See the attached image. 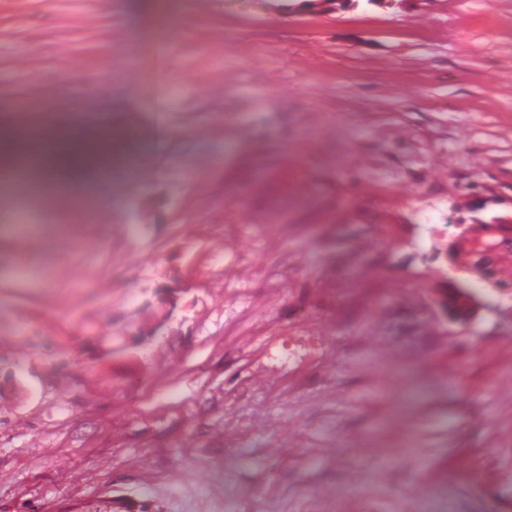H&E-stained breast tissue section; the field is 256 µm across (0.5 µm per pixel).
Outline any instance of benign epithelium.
<instances>
[{
    "instance_id": "1",
    "label": "benign epithelium",
    "mask_w": 512,
    "mask_h": 512,
    "mask_svg": "<svg viewBox=\"0 0 512 512\" xmlns=\"http://www.w3.org/2000/svg\"><path fill=\"white\" fill-rule=\"evenodd\" d=\"M498 250L477 238L473 227L464 228L459 236L444 247L434 250L435 258H444L452 267L467 273L472 280L483 282L496 292L512 291V283L501 278L497 267ZM436 304L447 321L466 325L483 306L482 299L465 281L444 278L437 288Z\"/></svg>"
}]
</instances>
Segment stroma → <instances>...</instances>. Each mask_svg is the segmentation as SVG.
<instances>
[{
	"instance_id": "obj_1",
	"label": "stroma",
	"mask_w": 512,
	"mask_h": 512,
	"mask_svg": "<svg viewBox=\"0 0 512 512\" xmlns=\"http://www.w3.org/2000/svg\"><path fill=\"white\" fill-rule=\"evenodd\" d=\"M162 26L0 0V112L136 137L101 196L0 185V512H512V296L430 300L512 218V0ZM469 284L456 278H444L437 288L436 304L444 313L448 322L466 325L476 316L484 304Z\"/></svg>"
}]
</instances>
